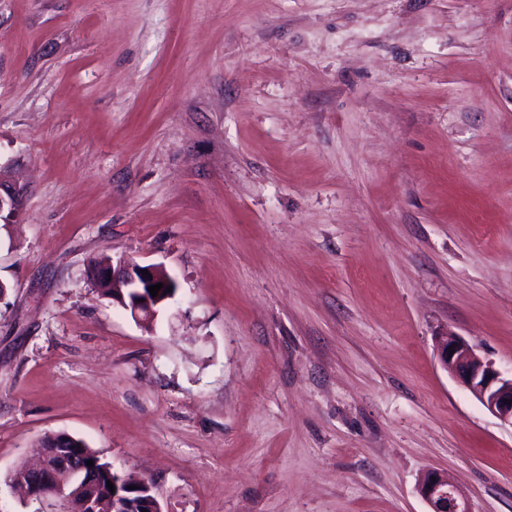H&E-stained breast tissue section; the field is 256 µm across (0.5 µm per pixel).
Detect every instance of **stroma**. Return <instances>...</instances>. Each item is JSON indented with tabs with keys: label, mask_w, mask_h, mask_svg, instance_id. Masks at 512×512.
<instances>
[{
	"label": "stroma",
	"mask_w": 512,
	"mask_h": 512,
	"mask_svg": "<svg viewBox=\"0 0 512 512\" xmlns=\"http://www.w3.org/2000/svg\"><path fill=\"white\" fill-rule=\"evenodd\" d=\"M0 169V480L65 433L164 512H512L435 354L512 372V0H0ZM23 191L7 180L0 169V222L4 224L18 223ZM110 259L92 260L87 271L88 278H91L93 269L100 262ZM144 269L148 270L152 278L141 273ZM95 273L99 282L112 284L100 285L98 290L101 294L112 298V302L116 301L125 310L130 311L132 317L138 321H152L158 315L161 306L171 299L177 290L176 282L161 266L142 265L126 258H120L116 263L112 258V261L99 264ZM108 274H111V277H108ZM157 283H163V287L156 297H152L148 287ZM169 287H172V292L164 293ZM140 299H144V302H140ZM435 476V481H432ZM419 492L429 506L428 512H472L467 496L455 485L448 474L428 471L419 484Z\"/></svg>",
	"instance_id": "1"
}]
</instances>
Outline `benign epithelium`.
I'll return each instance as SVG.
<instances>
[{
  "label": "benign epithelium",
  "instance_id": "benign-epithelium-1",
  "mask_svg": "<svg viewBox=\"0 0 512 512\" xmlns=\"http://www.w3.org/2000/svg\"><path fill=\"white\" fill-rule=\"evenodd\" d=\"M23 191L7 180L0 170V222L18 223ZM148 270L143 274L142 270ZM96 279L112 284V300L130 311L138 321H151L161 306L175 292L176 282L159 265H142L120 258L98 265ZM157 283L163 289L152 296L148 287ZM436 355L442 367L453 376L465 391L502 423L512 426V374L505 375L483 358L466 339L445 334L436 341ZM86 465L76 456L62 451L39 452V461L25 472V478L15 486L28 497L49 494L62 498L70 505L84 497L87 481L83 480ZM419 492L429 506V512H471L467 496L448 474L431 470L419 484Z\"/></svg>",
  "mask_w": 512,
  "mask_h": 512
}]
</instances>
